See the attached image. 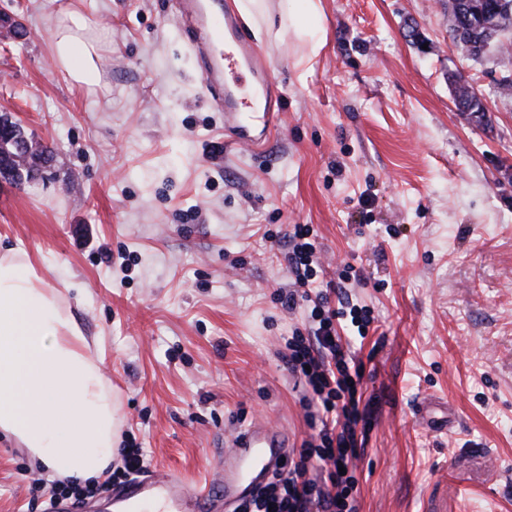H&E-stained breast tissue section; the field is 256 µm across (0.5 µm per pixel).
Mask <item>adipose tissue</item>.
<instances>
[{"instance_id": "ef3b65f1", "label": "adipose tissue", "mask_w": 512, "mask_h": 512, "mask_svg": "<svg viewBox=\"0 0 512 512\" xmlns=\"http://www.w3.org/2000/svg\"><path fill=\"white\" fill-rule=\"evenodd\" d=\"M314 0H291L288 24L312 51L323 46ZM87 16L60 7L59 64L77 86H97L100 46ZM87 340L59 291L20 246L0 254V434L24 448L47 481L96 482L114 450L112 390L85 354Z\"/></svg>"}]
</instances>
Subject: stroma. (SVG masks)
<instances>
[{
    "mask_svg": "<svg viewBox=\"0 0 512 512\" xmlns=\"http://www.w3.org/2000/svg\"><path fill=\"white\" fill-rule=\"evenodd\" d=\"M59 0H0V116L50 147L0 181V253L23 245L63 295L145 473L201 480L261 421L300 447L320 427L285 358L311 307L286 237L312 230L310 294L348 271L369 310L351 337L370 413L359 512H512V46L471 57L447 0H316L311 54L262 0L255 21L283 107L269 145L224 144L175 0H71L98 25L103 83L53 56ZM487 112L460 111L451 79ZM454 427L418 422L423 401ZM56 484L0 437V512H45Z\"/></svg>",
    "mask_w": 512,
    "mask_h": 512,
    "instance_id": "stroma-1",
    "label": "stroma"
}]
</instances>
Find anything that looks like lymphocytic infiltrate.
<instances>
[{
	"instance_id": "1",
	"label": "lymphocytic infiltrate",
	"mask_w": 512,
	"mask_h": 512,
	"mask_svg": "<svg viewBox=\"0 0 512 512\" xmlns=\"http://www.w3.org/2000/svg\"><path fill=\"white\" fill-rule=\"evenodd\" d=\"M311 337L289 342V371L303 379L322 413L316 440L305 441L298 463L274 474L238 512H358L352 492L356 478L349 468L361 450L357 428L368 417L359 389L361 375L348 346L336 330V311L314 305ZM318 459L325 466L323 479L307 476L306 463Z\"/></svg>"
}]
</instances>
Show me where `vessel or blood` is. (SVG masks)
I'll list each match as a JSON object with an SVG mask.
<instances>
[{"label": "vessel or blood", "instance_id": "vessel-or-blood-1", "mask_svg": "<svg viewBox=\"0 0 512 512\" xmlns=\"http://www.w3.org/2000/svg\"><path fill=\"white\" fill-rule=\"evenodd\" d=\"M180 16L191 33L190 45L204 60V86L224 108V130L235 145L260 151L281 120L266 61L241 33L236 17L223 0H177ZM246 72L263 101L258 112H247L239 94L224 83V70ZM224 457L220 480L189 485L170 474L130 480L114 493V512H213L217 493L244 498L277 470L288 444L273 428L257 422L233 440Z\"/></svg>", "mask_w": 512, "mask_h": 512}]
</instances>
